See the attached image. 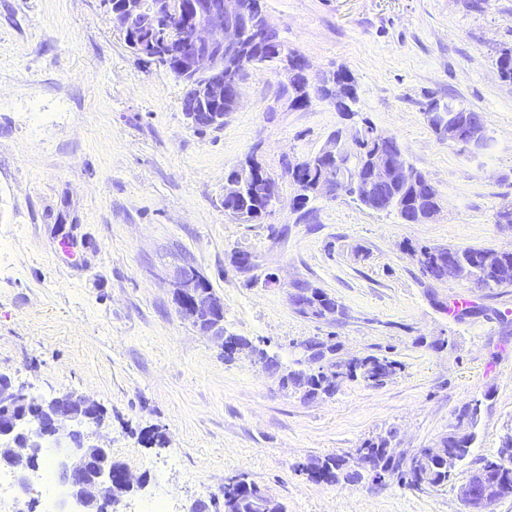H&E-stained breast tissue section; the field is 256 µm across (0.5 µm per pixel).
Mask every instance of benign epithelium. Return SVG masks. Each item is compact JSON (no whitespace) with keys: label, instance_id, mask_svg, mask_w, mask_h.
I'll return each instance as SVG.
<instances>
[{"label":"benign epithelium","instance_id":"1","mask_svg":"<svg viewBox=\"0 0 512 512\" xmlns=\"http://www.w3.org/2000/svg\"><path fill=\"white\" fill-rule=\"evenodd\" d=\"M197 19L191 21L179 35L160 37L138 34L122 26L119 32L128 45L146 57L176 63L185 80L195 82L208 78L200 101L220 102L229 98V106L221 115L226 118L236 111L241 101L244 72L243 56L252 52L258 56L271 52L282 59L277 74L292 80L298 70H307L306 60L300 59L286 45L270 48L268 34L271 26L261 0H199L194 4ZM311 94L324 100H336V93L344 91L342 82L330 73L308 87ZM347 152L343 130H336L320 149L319 156L330 161ZM409 183L415 178V169L407 162L390 135H379L378 146L366 162L352 176L355 194L363 205L379 212L389 205L390 197L383 188L390 179ZM322 197H335L341 187L336 179L323 177L313 186ZM241 180L227 177L224 181V211L238 220H245L242 212L230 203L241 196ZM440 194L435 189L418 199L428 220L440 211ZM175 302L181 315L197 324L207 322L224 312V303L210 295L206 279L191 265L182 267L176 284ZM299 359L330 373V393L348 380L349 361L331 366L333 352L324 342L314 338L298 346ZM101 407L84 397L66 392L45 398L33 395L29 388L16 382L9 374L0 372V467L9 468L15 475L22 493H27L34 472L32 462L46 444L65 449L58 468V478L66 489V512H106L114 508L122 493L130 492L140 484L127 468L112 460V449L84 445L80 426L99 427L103 424ZM352 461L363 469L374 483L389 480V472L376 468L359 453ZM468 512H486L495 501L512 495V485L478 470L471 474L460 490Z\"/></svg>","mask_w":512,"mask_h":512}]
</instances>
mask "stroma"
Segmentation results:
<instances>
[{"mask_svg":"<svg viewBox=\"0 0 512 512\" xmlns=\"http://www.w3.org/2000/svg\"><path fill=\"white\" fill-rule=\"evenodd\" d=\"M269 23L309 63L358 89L355 114L315 100L292 108L284 77L250 71L224 126L195 130L173 75L132 54L99 0H0V370L33 394L72 392L104 409L100 446L144 484L119 512L164 495L172 512L220 498L243 473L286 512H463L472 464L446 487L368 478L318 482L299 463L349 456L394 432L413 455L447 437L481 400L474 456L512 433V288L489 294L424 279L410 247L512 248V0H262ZM433 100L482 112L488 146L462 152L429 126ZM392 135L441 196L439 216L404 224L350 195L294 199L289 163L363 123ZM254 159L280 201L244 223L224 210V178ZM249 257L235 264L236 254ZM192 265L224 303V332L263 348L225 360L175 304ZM341 317L299 314L297 285ZM466 299L471 312L449 313ZM319 337L343 357L385 356L384 386L345 382L310 400L284 387L296 345Z\"/></svg>","mask_w":512,"mask_h":512,"instance_id":"obj_1","label":"stroma"}]
</instances>
